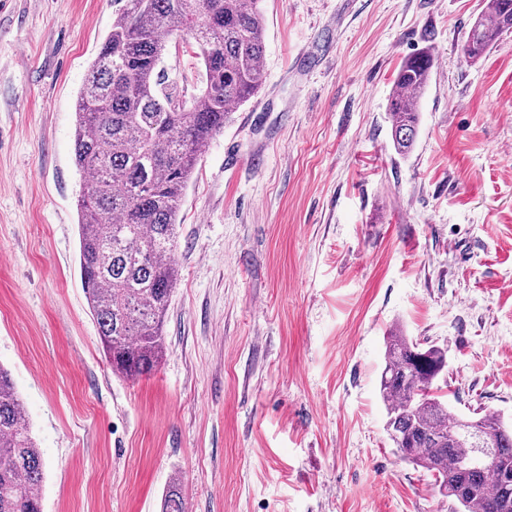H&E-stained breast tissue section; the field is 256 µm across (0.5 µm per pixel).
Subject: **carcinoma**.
Returning a JSON list of instances; mask_svg holds the SVG:
<instances>
[{"mask_svg":"<svg viewBox=\"0 0 512 512\" xmlns=\"http://www.w3.org/2000/svg\"><path fill=\"white\" fill-rule=\"evenodd\" d=\"M260 0H126L112 21L76 102L74 162L80 270L112 373L137 380L165 354L164 326L176 281L178 214L200 148L260 90L265 72ZM512 30V0H486L461 46L479 60ZM192 37L202 87L186 99L160 64L171 43ZM434 58H406L387 112L393 147L408 154L419 127L418 101ZM447 350L390 330L380 395L388 436L401 459L432 474L459 512H512V431L494 412L470 420L489 437L496 463L463 469L473 448L440 394ZM45 463L10 374L0 367V512H42ZM162 512H184L178 479Z\"/></svg>","mask_w":512,"mask_h":512,"instance_id":"1","label":"carcinoma"}]
</instances>
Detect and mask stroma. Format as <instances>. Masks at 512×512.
Returning a JSON list of instances; mask_svg holds the SVG:
<instances>
[{"label": "stroma", "instance_id": "obj_1", "mask_svg": "<svg viewBox=\"0 0 512 512\" xmlns=\"http://www.w3.org/2000/svg\"><path fill=\"white\" fill-rule=\"evenodd\" d=\"M124 0H0V365L45 460L43 512H452L400 459L385 338L448 351L462 418L512 420V32L484 0H260L265 83L182 199L167 356L113 375L79 271L75 103ZM434 57L410 153L402 61ZM162 66L200 89L192 45ZM483 12L473 22L461 46L467 62L479 60L499 40L512 30V0H485Z\"/></svg>", "mask_w": 512, "mask_h": 512}]
</instances>
